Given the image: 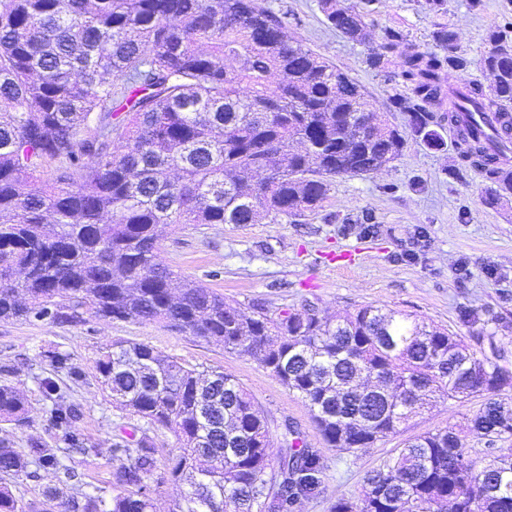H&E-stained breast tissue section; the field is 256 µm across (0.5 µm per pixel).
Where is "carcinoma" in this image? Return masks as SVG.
I'll list each match as a JSON object with an SVG mask.
<instances>
[{
	"mask_svg": "<svg viewBox=\"0 0 512 512\" xmlns=\"http://www.w3.org/2000/svg\"><path fill=\"white\" fill-rule=\"evenodd\" d=\"M373 0H319L328 27L366 39ZM438 51L410 50L395 28L379 34L366 67L388 76L401 58L404 91L385 112L355 79L288 36L286 16L258 0H0V321L79 323L84 311L162 321L253 356L309 410L332 448H368L438 399H485L467 425L404 445L330 512H512V453L476 468L464 430L490 446L512 438V373L444 328L383 306L335 321L305 307L278 316L184 278L163 261L170 224H257L314 210L337 176L370 173L413 139L438 149L456 131L463 165L490 182L489 206L512 196L475 112H512V32H489L480 67L446 26ZM278 77L275 90L268 88ZM462 79L443 112L447 78ZM400 112L407 128L391 115ZM50 179L42 180L44 173ZM112 402L178 447L158 456L147 434L112 444V493L67 495L65 459L90 455L83 412L56 384L49 420L65 448L28 452L0 441V512H154L153 494L185 486L169 512H295L321 492V453L291 423L273 446L271 423L232 376L144 343L117 339L96 361ZM28 400L0 380V421L21 423ZM50 468L56 485L26 510L12 481Z\"/></svg>",
	"mask_w": 512,
	"mask_h": 512,
	"instance_id": "obj_1",
	"label": "carcinoma"
}]
</instances>
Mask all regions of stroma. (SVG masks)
I'll return each instance as SVG.
<instances>
[{
  "label": "stroma",
  "mask_w": 512,
  "mask_h": 512,
  "mask_svg": "<svg viewBox=\"0 0 512 512\" xmlns=\"http://www.w3.org/2000/svg\"><path fill=\"white\" fill-rule=\"evenodd\" d=\"M287 13L288 33L329 64L357 80L375 109L386 111L395 83L368 70L367 53L378 40L357 44L327 27L318 0H261ZM370 28L401 30L410 48L432 50L438 25L454 31L459 48L472 59L488 49L487 33L512 24V0H447L443 13L425 10L424 0H379L368 18ZM446 147L436 151L411 143L389 167L367 176L334 178L321 206L299 217L258 224H181L164 227L159 243L164 262L180 276L222 293L226 305H265L270 315L311 305L320 316L335 319L377 304L465 337L474 351L496 349L500 366L512 371V200L495 206L481 199L487 181L471 167L460 166L453 129ZM373 217L370 233L353 219ZM353 253L351 269H337L332 258ZM492 307L496 324L466 321L462 309ZM124 338L148 344L190 363L234 376L256 407L275 423L291 422L309 447L320 449L325 465L323 489L301 501L297 512H330L336 498L357 494L367 473L393 455L407 439L450 424L466 423L482 398L439 401L400 427L397 434L358 450L329 447L309 410L254 358L223 345L179 331L162 322H130L87 317L81 323L56 324L34 318L0 321V366L26 395L24 424L0 423V439L14 448L32 442L62 445L60 431L49 422L50 398L40 381L52 379L68 400L80 404L81 439L97 448L92 457L72 456L67 464L76 491L93 494L110 487L109 450L119 426L134 421L115 407L96 378L100 351ZM68 357V369L49 365L45 351Z\"/></svg>",
  "instance_id": "1"
}]
</instances>
